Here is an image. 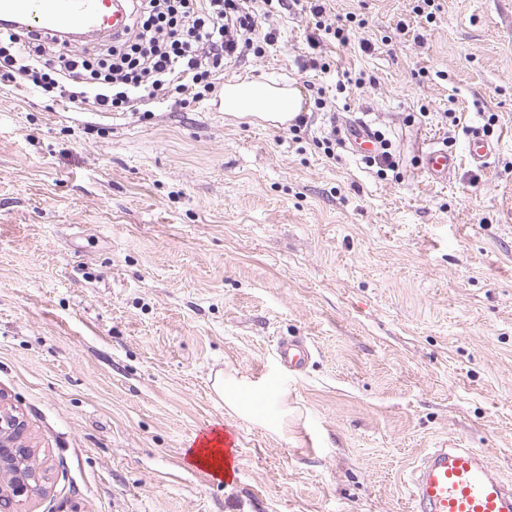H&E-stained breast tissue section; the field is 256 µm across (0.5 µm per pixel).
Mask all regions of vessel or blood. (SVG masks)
I'll list each match as a JSON object with an SVG mask.
<instances>
[{"instance_id":"vessel-or-blood-1","label":"vessel or blood","mask_w":512,"mask_h":512,"mask_svg":"<svg viewBox=\"0 0 512 512\" xmlns=\"http://www.w3.org/2000/svg\"><path fill=\"white\" fill-rule=\"evenodd\" d=\"M129 19L128 12L116 11L113 0H0V20L19 21L38 38L63 32L115 38L126 31ZM345 130L355 153L373 149L375 139L367 122L348 124ZM493 150L491 143L474 134L463 154L484 166ZM460 155L429 146L423 154V169L433 182L446 181ZM275 353L291 376L303 372L310 359L309 349L297 339L278 340ZM408 498L412 512H512V480L495 471L478 449L451 448L443 442L427 449L413 465Z\"/></svg>"}]
</instances>
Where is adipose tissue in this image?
I'll return each instance as SVG.
<instances>
[{
	"instance_id": "ef3b65f1",
	"label": "adipose tissue",
	"mask_w": 512,
	"mask_h": 512,
	"mask_svg": "<svg viewBox=\"0 0 512 512\" xmlns=\"http://www.w3.org/2000/svg\"><path fill=\"white\" fill-rule=\"evenodd\" d=\"M302 103L301 89L258 80L225 85L222 96L225 113L236 117H255L272 124L293 120L301 111ZM214 389L231 412L267 428L281 430V417L267 408L265 388L250 385L245 379L228 373L217 380Z\"/></svg>"
}]
</instances>
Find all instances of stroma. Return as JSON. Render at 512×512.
I'll return each instance as SVG.
<instances>
[{"label":"stroma","mask_w":512,"mask_h":512,"mask_svg":"<svg viewBox=\"0 0 512 512\" xmlns=\"http://www.w3.org/2000/svg\"><path fill=\"white\" fill-rule=\"evenodd\" d=\"M416 5L325 0L354 45L315 49L281 0L224 79L299 87L296 133L214 94L110 117L0 90V391L49 479L20 512H410L443 440L512 478V0ZM352 116L399 170L324 154ZM474 131L488 166L431 182L428 143ZM282 336L312 350L300 376ZM219 370L279 382L285 429L228 415ZM214 421L241 437L230 481L189 460ZM275 353L280 365L290 376L303 372L311 357L310 350L297 339H280L276 343Z\"/></svg>","instance_id":"35a3bbf8"}]
</instances>
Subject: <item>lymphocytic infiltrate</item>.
<instances>
[{"label":"lymphocytic infiltrate","mask_w":512,"mask_h":512,"mask_svg":"<svg viewBox=\"0 0 512 512\" xmlns=\"http://www.w3.org/2000/svg\"><path fill=\"white\" fill-rule=\"evenodd\" d=\"M128 31L96 57L65 42L0 31V89L29 82L58 101H84L93 84L99 112H133L142 103L200 101L235 58L259 18L243 0H134Z\"/></svg>","instance_id":"f902f5d3"}]
</instances>
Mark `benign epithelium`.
<instances>
[{"instance_id":"benign-epithelium-1","label":"benign epithelium","mask_w":512,"mask_h":512,"mask_svg":"<svg viewBox=\"0 0 512 512\" xmlns=\"http://www.w3.org/2000/svg\"><path fill=\"white\" fill-rule=\"evenodd\" d=\"M28 427L18 413L0 404V512L44 492L45 477L33 464Z\"/></svg>"}]
</instances>
